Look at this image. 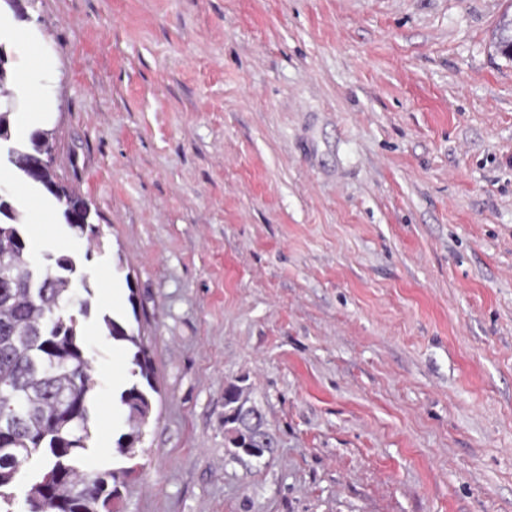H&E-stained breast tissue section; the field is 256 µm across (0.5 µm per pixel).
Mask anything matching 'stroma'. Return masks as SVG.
I'll list each match as a JSON object with an SVG mask.
<instances>
[{
  "label": "stroma",
  "instance_id": "1",
  "mask_svg": "<svg viewBox=\"0 0 512 512\" xmlns=\"http://www.w3.org/2000/svg\"><path fill=\"white\" fill-rule=\"evenodd\" d=\"M12 118L51 101L89 247L0 165L32 264L82 257L98 470L153 368L117 512H512V0H34ZM278 439L231 456L224 388ZM102 321L107 335L111 336L112 340L125 341L136 348L132 356V364L138 370L133 369L132 374L140 376L141 381L133 382L120 393L119 401L128 414V432L121 434L116 442L118 452L131 461L137 456L136 445L141 442L142 428L147 422L151 409L149 390H155L152 382V367L137 337L130 333L120 321L106 314L103 315Z\"/></svg>",
  "mask_w": 512,
  "mask_h": 512
}]
</instances>
